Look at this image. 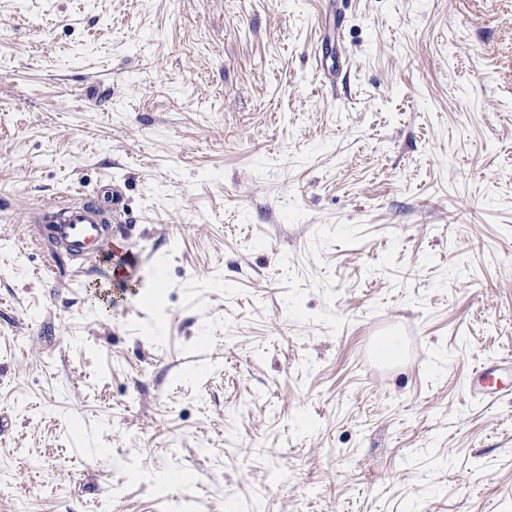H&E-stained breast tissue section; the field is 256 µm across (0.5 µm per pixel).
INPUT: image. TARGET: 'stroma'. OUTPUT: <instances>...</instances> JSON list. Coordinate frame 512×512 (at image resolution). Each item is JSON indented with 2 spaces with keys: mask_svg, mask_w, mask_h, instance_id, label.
<instances>
[{
  "mask_svg": "<svg viewBox=\"0 0 512 512\" xmlns=\"http://www.w3.org/2000/svg\"><path fill=\"white\" fill-rule=\"evenodd\" d=\"M509 355L512 0H0V512H512ZM123 196L119 188L112 187V199L95 204H79L75 197L53 200L41 206L37 218L42 224L53 223L48 235L52 241L73 257L81 256L91 247H101L111 232L114 238H126L124 226L106 229L109 211L122 209ZM113 238V239H114ZM503 371L504 369L497 361L480 364L474 369L475 374L469 383L468 391L471 395L481 394L483 396H499L509 392L507 388L500 385L501 380L498 374Z\"/></svg>",
  "mask_w": 512,
  "mask_h": 512,
  "instance_id": "1",
  "label": "stroma"
}]
</instances>
